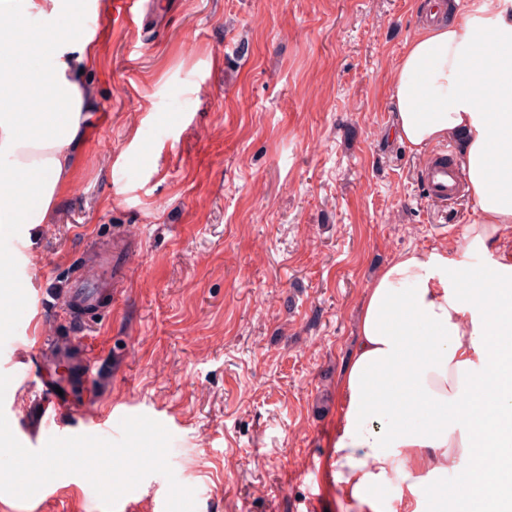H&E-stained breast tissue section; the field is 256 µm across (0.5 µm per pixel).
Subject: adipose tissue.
<instances>
[{"label":"adipose tissue","mask_w":512,"mask_h":512,"mask_svg":"<svg viewBox=\"0 0 512 512\" xmlns=\"http://www.w3.org/2000/svg\"><path fill=\"white\" fill-rule=\"evenodd\" d=\"M431 0L437 23L409 40L392 78L395 132L414 151L459 136L478 209L463 250L399 252L367 286L336 383L325 468L340 512H512V0ZM36 29L0 7V224L48 222L77 172L97 44L84 0H25ZM483 257L480 265L472 257ZM480 477L441 484L449 463Z\"/></svg>","instance_id":"ef3b65f1"}]
</instances>
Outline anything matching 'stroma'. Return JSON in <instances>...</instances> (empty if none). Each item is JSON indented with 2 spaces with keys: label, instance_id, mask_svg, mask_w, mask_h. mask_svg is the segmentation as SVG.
<instances>
[{
  "label": "stroma",
  "instance_id": "obj_1",
  "mask_svg": "<svg viewBox=\"0 0 512 512\" xmlns=\"http://www.w3.org/2000/svg\"><path fill=\"white\" fill-rule=\"evenodd\" d=\"M427 0H166L112 31L71 189L0 252L16 304L0 346L38 317L85 336L88 403L163 417L196 512H338L324 461L336 379L372 277L407 248L459 246L477 209L420 191L428 151L392 134L393 68ZM129 236L128 280L100 313L65 290ZM7 401L24 419L47 372L24 345Z\"/></svg>",
  "mask_w": 512,
  "mask_h": 512
}]
</instances>
